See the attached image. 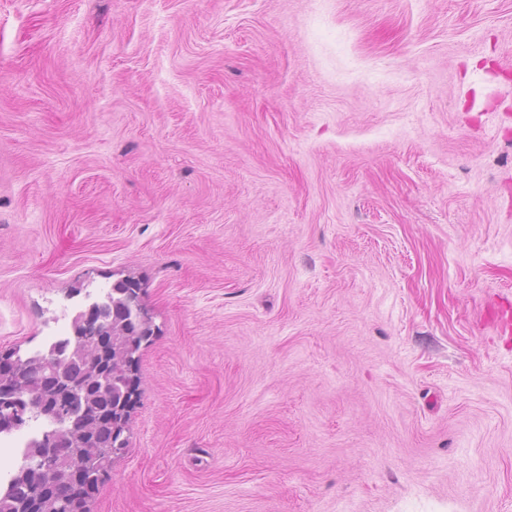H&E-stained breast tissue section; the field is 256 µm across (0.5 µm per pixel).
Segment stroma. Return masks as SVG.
<instances>
[{
  "instance_id": "stroma-1",
  "label": "stroma",
  "mask_w": 512,
  "mask_h": 512,
  "mask_svg": "<svg viewBox=\"0 0 512 512\" xmlns=\"http://www.w3.org/2000/svg\"><path fill=\"white\" fill-rule=\"evenodd\" d=\"M127 279L91 512H512V0H0V356ZM140 290L136 281L125 280L113 286L112 291L107 293L108 299L104 305L106 321L111 324L113 337L120 336L125 339L126 353L130 363L128 369H125V365L112 367V363L117 362L124 355V346L116 340L112 346L111 338L109 340V367L112 369L113 380H117L118 383L112 387L111 381L103 390L97 386V390L91 392V395L95 396L93 402L98 411L97 416L91 421L100 418L105 421L115 418L122 422V426L118 428L119 424H117L113 426L112 430L111 427L103 424L98 434L97 443L89 446L94 448L73 455L70 464L81 467L82 472L77 479H72L59 489L66 505L53 508L52 512H91L90 505L100 486L109 478L113 460L126 449L127 442L123 435L128 430L130 411L139 394L137 375L139 351L142 343L153 334L151 317L139 300ZM133 304L137 306L140 313V323H133L130 320L131 316L135 317ZM111 320L112 322H110ZM123 330L131 333V336H124ZM117 428L118 431H116ZM92 459L94 462L98 460V463L87 466L86 464ZM58 508L61 510L58 511Z\"/></svg>"
}]
</instances>
